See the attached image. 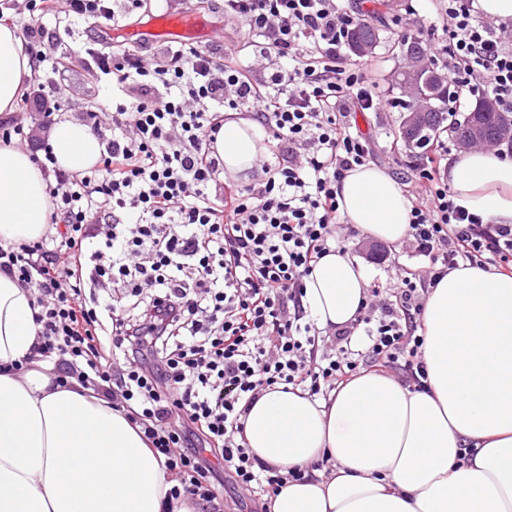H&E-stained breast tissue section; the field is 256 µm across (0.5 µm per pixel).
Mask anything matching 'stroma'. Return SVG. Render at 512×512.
<instances>
[{"instance_id":"1","label":"stroma","mask_w":512,"mask_h":512,"mask_svg":"<svg viewBox=\"0 0 512 512\" xmlns=\"http://www.w3.org/2000/svg\"><path fill=\"white\" fill-rule=\"evenodd\" d=\"M345 7L351 15L362 8L380 11L386 17V25L381 29V42L374 53L358 57L349 52L345 58L359 72L365 85L388 102L399 95L393 80L406 64L405 57L398 51V42L412 36L417 29L422 30L426 44L444 45L448 42L442 30L431 26L435 17L432 0H346ZM164 12L191 17L195 23L196 41L203 49H221L225 39L236 33V24L225 19L220 0H210L206 6L199 0H146L141 9L119 14V22L115 25L108 21L75 23L66 38L69 52L58 63L62 98L57 114L68 113L83 121L93 106L111 108L112 81L109 76L87 65L86 45L94 41H121L125 30L147 29L152 17ZM351 120L369 139L374 151V164L386 168L397 181L415 178L417 161L411 158L404 145L397 142L403 120L401 112L388 105L370 112H352ZM346 232L350 236L347 248L368 268L370 285L388 286L387 264L393 257L401 255L402 245L371 240L351 225L347 226Z\"/></svg>"}]
</instances>
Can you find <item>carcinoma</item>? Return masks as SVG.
<instances>
[{"instance_id": "cac0c4a2", "label": "carcinoma", "mask_w": 512, "mask_h": 512, "mask_svg": "<svg viewBox=\"0 0 512 512\" xmlns=\"http://www.w3.org/2000/svg\"><path fill=\"white\" fill-rule=\"evenodd\" d=\"M345 40L352 52L363 43L377 46L380 44L379 28L370 21L359 18L347 30ZM398 49L402 54L431 59L427 46L419 39L401 41ZM475 122L481 125L486 142L491 144L509 139L508 128L512 126V117L498 111L492 100L482 98L471 111L461 115L456 108H448V99L442 93L436 97L435 108L430 112L427 126L411 137L402 135L400 139L412 149L419 147V141H430L443 132L448 134L449 140L457 142L470 135Z\"/></svg>"}]
</instances>
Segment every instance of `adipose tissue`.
<instances>
[{
    "mask_svg": "<svg viewBox=\"0 0 512 512\" xmlns=\"http://www.w3.org/2000/svg\"><path fill=\"white\" fill-rule=\"evenodd\" d=\"M37 58L0 19V115L13 113ZM259 138L253 120H225L214 148L226 177L253 168ZM48 142L71 173L101 156L98 137L68 115L55 118ZM448 183L457 204L512 224V160L464 155ZM48 184L29 152L0 147V246L48 233ZM337 200L369 238L406 237L411 204L386 169L354 167ZM367 286L365 267L338 249L306 277L303 305L319 329L343 326ZM38 311L34 290L0 273V512H194L169 504L171 477L122 410L77 379L57 382L37 351ZM421 323L425 390L368 370L325 400L298 389L260 396L247 448L281 471H305L272 496L271 512H512V276L449 270L430 288ZM324 460L330 471L319 470Z\"/></svg>",
    "mask_w": 512,
    "mask_h": 512,
    "instance_id": "1",
    "label": "adipose tissue"
}]
</instances>
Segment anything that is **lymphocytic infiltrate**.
<instances>
[{"mask_svg":"<svg viewBox=\"0 0 512 512\" xmlns=\"http://www.w3.org/2000/svg\"><path fill=\"white\" fill-rule=\"evenodd\" d=\"M341 0H224L251 57L170 47L164 62L107 45L86 53L120 96L108 122L88 117L103 145L96 168L36 163L51 177L52 230L0 248V272L38 291V353L126 411L175 479L168 496L224 512V485L259 500L281 473L252 454L246 416L266 391L291 386L328 398L360 371L387 368L424 387L421 314L429 287L461 264L512 272V225L454 200L437 169L412 196L407 238L418 260L391 261L392 287L368 293L354 320L322 334L302 304L320 256L344 248L336 186L370 158L352 110L381 101L340 64ZM144 0H64L66 20L114 19ZM474 0H439L448 72L460 95L512 112V22L475 14ZM249 109L267 137L260 177L223 180L213 150L227 113ZM117 288L102 307L89 285Z\"/></svg>","mask_w":512,"mask_h":512,"instance_id":"obj_1","label":"lymphocytic infiltrate"}]
</instances>
